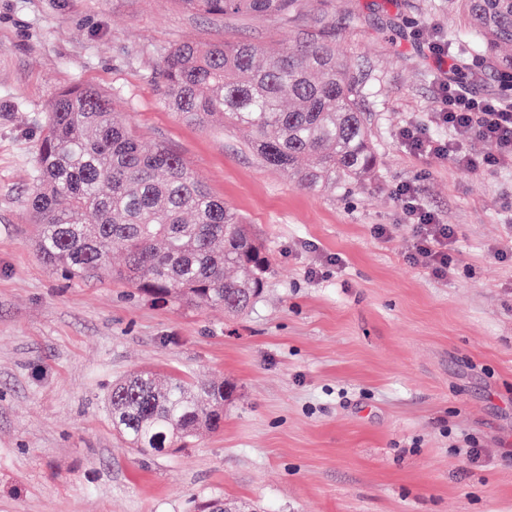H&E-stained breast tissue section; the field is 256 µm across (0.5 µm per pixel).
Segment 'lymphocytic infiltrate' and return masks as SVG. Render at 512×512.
<instances>
[{
    "label": "lymphocytic infiltrate",
    "mask_w": 512,
    "mask_h": 512,
    "mask_svg": "<svg viewBox=\"0 0 512 512\" xmlns=\"http://www.w3.org/2000/svg\"><path fill=\"white\" fill-rule=\"evenodd\" d=\"M501 85V94L479 95L466 83L440 74L434 119L453 131V139H431L421 125L410 123L399 131L401 142L415 155L446 159L471 171L492 169L512 160V73L503 76ZM472 138L484 142L486 151L480 154L462 151V142ZM394 194L411 231L408 262L434 275H446L452 263L448 246L456 236L454 225L445 223L426 207L416 181L399 183Z\"/></svg>",
    "instance_id": "f902f5d3"
}]
</instances>
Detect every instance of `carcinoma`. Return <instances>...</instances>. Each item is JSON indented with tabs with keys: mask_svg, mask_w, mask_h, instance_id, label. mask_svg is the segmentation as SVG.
I'll use <instances>...</instances> for the list:
<instances>
[{
	"mask_svg": "<svg viewBox=\"0 0 512 512\" xmlns=\"http://www.w3.org/2000/svg\"><path fill=\"white\" fill-rule=\"evenodd\" d=\"M191 12L274 16L317 33L294 44L184 42L157 72L162 102L202 127L220 120L248 137L261 162L319 191L368 178L378 164L364 86L343 60L325 15L304 0H179ZM474 33L448 27L457 70L512 69V0H456ZM29 214L39 256L70 278L107 271L144 297L230 315L260 297L270 266L249 225L216 198L171 150L144 146L110 99L75 86L50 103ZM123 257L110 263L112 254ZM224 382L136 371L112 385L106 402L128 450L183 448L224 422Z\"/></svg>",
	"mask_w": 512,
	"mask_h": 512,
	"instance_id": "obj_1",
	"label": "carcinoma"
}]
</instances>
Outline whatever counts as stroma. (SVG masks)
<instances>
[{"label":"stroma","instance_id":"stroma-1","mask_svg":"<svg viewBox=\"0 0 512 512\" xmlns=\"http://www.w3.org/2000/svg\"><path fill=\"white\" fill-rule=\"evenodd\" d=\"M428 3L315 0L366 86L378 166L311 193L240 131L171 112L153 80L180 42L286 44L310 27L178 0H0V512H192L213 498L244 512H512V162L470 172L401 143L410 122L448 134L423 35L465 23ZM77 85L249 224L271 273L246 313L154 303L107 274L68 280L37 256L28 198L47 108ZM414 178L457 227L442 277L405 258L394 189ZM141 369L232 384L223 427L128 453L104 395Z\"/></svg>","mask_w":512,"mask_h":512}]
</instances>
